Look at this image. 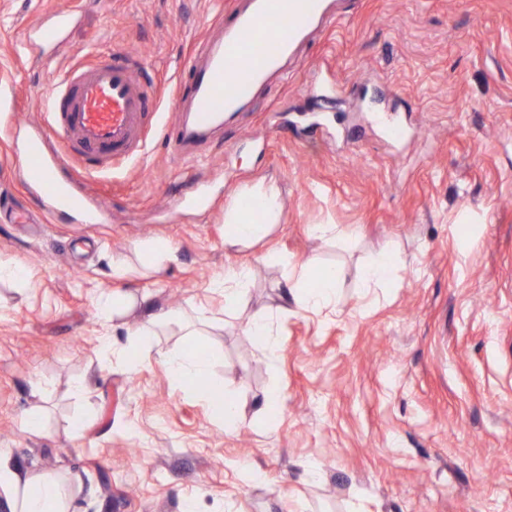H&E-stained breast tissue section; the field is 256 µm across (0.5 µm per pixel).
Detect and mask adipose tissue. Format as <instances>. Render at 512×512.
<instances>
[{
    "label": "adipose tissue",
    "instance_id": "ef3b65f1",
    "mask_svg": "<svg viewBox=\"0 0 512 512\" xmlns=\"http://www.w3.org/2000/svg\"><path fill=\"white\" fill-rule=\"evenodd\" d=\"M281 214L278 192L257 185L247 190L244 201H232L224 209V247L234 251L250 246L271 233ZM345 278L340 266L313 272L311 264H303L295 286L301 294L303 310L336 316L337 293ZM139 309L144 313L141 343H148L157 329L172 321L171 313L152 310L147 298L113 295L102 306L103 315L119 316ZM171 379L178 384L208 379L211 357L195 349H178L161 355ZM0 486L6 487L13 499L14 512H69V503L61 483L50 475H31L17 470L0 469Z\"/></svg>",
    "mask_w": 512,
    "mask_h": 512
}]
</instances>
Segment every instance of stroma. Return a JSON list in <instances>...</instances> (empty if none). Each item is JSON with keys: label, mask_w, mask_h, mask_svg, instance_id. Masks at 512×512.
<instances>
[{"label": "stroma", "mask_w": 512, "mask_h": 512, "mask_svg": "<svg viewBox=\"0 0 512 512\" xmlns=\"http://www.w3.org/2000/svg\"><path fill=\"white\" fill-rule=\"evenodd\" d=\"M244 0H0V123L47 132L43 100L90 50L130 56L159 110L143 153L91 178L63 175L112 214L79 224L29 188L24 148L0 136V463L66 478L71 512H512V0H330L249 105L192 155L168 131L183 63ZM74 11L44 51L26 35ZM326 69L334 98L307 87ZM390 107L392 138L371 119ZM206 211L169 207L196 181ZM275 185L282 216L250 247L224 248V207ZM335 225L336 236L313 229ZM172 250L160 267L145 247ZM406 263L371 292L358 271L385 249ZM312 260L346 266L332 321L291 282ZM251 267L238 313L209 293ZM205 310L214 379L240 409L225 431L156 355L188 338L170 324L130 367L99 343L134 342L133 311L104 324L109 293ZM266 308L278 354L241 329ZM41 414L46 430L25 428ZM316 461L319 479L305 465ZM256 467L245 482L239 462Z\"/></svg>", "instance_id": "1"}]
</instances>
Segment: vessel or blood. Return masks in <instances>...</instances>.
<instances>
[{
  "label": "vessel or blood",
  "mask_w": 512,
  "mask_h": 512,
  "mask_svg": "<svg viewBox=\"0 0 512 512\" xmlns=\"http://www.w3.org/2000/svg\"><path fill=\"white\" fill-rule=\"evenodd\" d=\"M331 18L324 0H248L208 42L204 59L187 63L193 122L174 127L176 150L191 153L204 134L250 99L267 74L282 68L314 24ZM76 20L73 12L56 13L30 37L42 47H55ZM44 112L55 140L73 147L78 159L89 161L97 171L141 153L153 112L152 94L128 60L103 61L63 73L46 97ZM24 149L27 177L53 211L72 213L73 188L57 173L60 155L40 136L27 138Z\"/></svg>",
  "instance_id": "b4317fda"
}]
</instances>
